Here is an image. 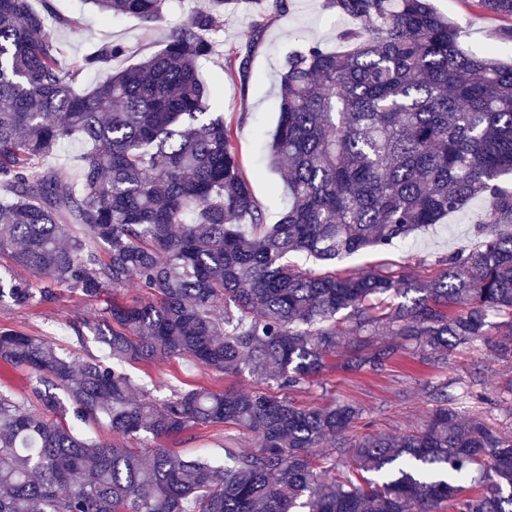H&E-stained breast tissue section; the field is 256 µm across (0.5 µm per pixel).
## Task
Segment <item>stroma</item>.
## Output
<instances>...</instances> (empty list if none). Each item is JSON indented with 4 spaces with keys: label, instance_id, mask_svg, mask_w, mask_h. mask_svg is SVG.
Segmentation results:
<instances>
[{
    "label": "stroma",
    "instance_id": "obj_1",
    "mask_svg": "<svg viewBox=\"0 0 512 512\" xmlns=\"http://www.w3.org/2000/svg\"><path fill=\"white\" fill-rule=\"evenodd\" d=\"M206 0H171L161 27L144 29L134 20L116 17L103 22L84 0H53L64 15L81 20L79 34L56 29L66 63H74L94 45L105 41L124 43L131 49L128 62H136L143 54L159 50L166 35L185 23L191 12ZM439 12L463 28L460 47L468 53H483L494 47L504 65H512V41L501 34L502 21L476 7L472 0H434ZM256 20L251 4H242L225 14L224 28L214 37L215 53L199 65V75L219 91L216 111L222 112L234 128L243 173L250 181L258 204L264 209L268 223H276L284 208L281 196L272 192L278 175L261 161V133L275 129L280 103V80L283 57L301 40H315L327 49L339 50L338 32L348 26L346 18L324 7V0H286L280 13H269L261 39H254ZM252 44L251 62L246 73L228 74L227 64L245 44ZM485 210L484 202L467 205L440 223L420 229L406 241L385 251H363L337 260L336 272H357L383 267L389 270L413 268L437 272L448 256L466 255L477 244L476 219ZM101 302L87 301L69 291H61L50 304L33 303L18 307L0 302V328L16 330L31 336L55 340L65 353L80 358L102 356L103 349L92 332L76 337L72 325L78 321L95 322ZM126 372L154 398L168 397L172 389L183 391L198 386L217 390L250 391L264 384L250 375L223 376L206 367L179 357H162L151 363H130ZM452 381L458 396L466 393L483 395L480 405L489 424L512 431V360L470 348L459 349L447 365L436 368L418 358L393 364L381 374L356 372L342 368L326 371L321 384H310L293 393L301 406L321 407L331 401L351 402L363 410L362 427L367 432L396 433L419 423L428 412L424 389L427 384ZM224 429L200 425L175 436L162 437L145 447V454L173 450L193 457L206 454L223 457L221 446Z\"/></svg>",
    "mask_w": 512,
    "mask_h": 512
}]
</instances>
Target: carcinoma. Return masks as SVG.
<instances>
[{
  "mask_svg": "<svg viewBox=\"0 0 512 512\" xmlns=\"http://www.w3.org/2000/svg\"><path fill=\"white\" fill-rule=\"evenodd\" d=\"M85 2L152 29L169 0ZM236 3L208 0L132 66L112 68L128 47L111 41L68 70L48 19L79 22L50 0H0V258L39 282L0 277V302L50 303L63 288L98 299L131 281L150 294L103 309L94 331L110 364L0 330V363L29 389L0 392V512H512V433L464 413L452 383L429 386L421 425L396 435L359 431L355 405L288 397L338 351L374 374L417 353L440 367L464 346L512 358V190L499 185L512 172V66L462 51L461 27L431 0H326L352 20L348 48L285 56L267 150L271 166L288 162V208L269 224L198 74ZM474 3L512 39V0ZM91 71L106 76L79 88ZM75 135L91 150L73 180L44 161ZM476 199L488 200L478 248L434 275L287 261L385 249ZM162 355L276 391L135 396L119 365ZM197 425L224 426V467L123 444ZM464 482L481 492L461 495Z\"/></svg>",
  "mask_w": 512,
  "mask_h": 512,
  "instance_id": "cac0c4a2",
  "label": "carcinoma"
}]
</instances>
